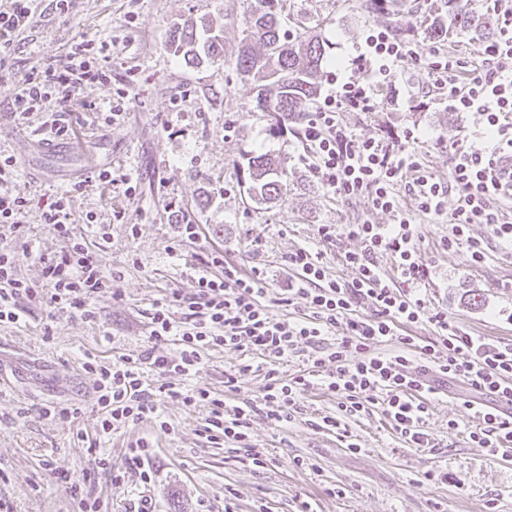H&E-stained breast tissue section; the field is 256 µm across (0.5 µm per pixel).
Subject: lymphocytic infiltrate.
I'll return each mask as SVG.
<instances>
[{"instance_id":"f902f5d3","label":"lymphocytic infiltrate","mask_w":512,"mask_h":512,"mask_svg":"<svg viewBox=\"0 0 512 512\" xmlns=\"http://www.w3.org/2000/svg\"><path fill=\"white\" fill-rule=\"evenodd\" d=\"M34 0H0V56L11 52L17 38L31 26ZM499 31L489 40L481 65H473L443 47L428 55L416 50V39L394 36L388 28L369 29L360 53L351 61V74L332 75L330 89L317 112L311 113L300 131L313 156L311 173L328 191L340 197L367 195L374 208L393 211L392 224H357L360 251L346 255L354 276L342 283L329 278L316 256L298 250L290 254L287 304L303 302L307 316L283 321L261 301L265 273L237 276L223 267V255H211V270L197 279L190 299L172 295L155 303L150 315L149 344L134 356H122L111 364L85 362L96 376L95 403L101 413L100 431L109 434L131 423L162 420L157 399L178 400L189 410L208 405L205 430L211 441H221L245 450L255 466L266 465L265 449L251 440L245 410L228 413L224 400L209 390L167 384L170 376L189 378L201 369L206 349L257 351L266 358L264 399L272 403L268 413L273 423L289 420L304 393L315 381L337 398V416L323 417L322 427L340 428L341 420L366 410L367 403L381 405L393 429L414 448L430 445L424 425L429 406L426 397L435 393L427 375L436 370L444 378L460 379L475 391L466 403L476 425L468 437L489 454L512 446V343L475 336L452 324L448 315L427 308L424 299L391 288L378 265L379 254L391 253L400 276L419 284L428 267L414 242L410 215L401 209L399 190L408 186L418 212L436 218L447 216L452 226L449 247L466 244L468 260L482 263L486 257L481 240L468 237L472 224L488 225L494 236L512 244V220H505L496 202L512 197V174L504 166L512 158V0H494ZM426 63L433 83L454 112H475L483 118L489 138L487 147L453 149L447 183L427 175L414 146L413 131L386 143L360 138L338 121L342 112H371L395 83L396 69L405 64ZM112 78V44L92 38L74 41L62 60L36 71L19 93L11 110L18 124L34 113L46 114L54 137L67 136L65 114L82 106V91ZM16 161L0 154V224L19 229L29 201L11 185ZM456 191L457 205L446 211L444 200ZM17 255L0 249V323H16L23 316V301L49 294L53 303L90 316L88 300L106 287L98 255L87 243L70 240L59 254L44 259L42 285L21 280L16 274ZM367 301L372 312L358 316L357 301ZM186 308L183 319L174 311ZM428 321L436 341L418 343L401 334L404 325ZM306 373L284 378L279 366L299 343H323ZM396 341L390 354L377 352L376 344ZM174 342L178 357L158 349ZM370 401H363V393Z\"/></svg>"}]
</instances>
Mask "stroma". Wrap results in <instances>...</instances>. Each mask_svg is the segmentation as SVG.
Returning <instances> with one entry per match:
<instances>
[{
	"label": "stroma",
	"instance_id": "stroma-1",
	"mask_svg": "<svg viewBox=\"0 0 512 512\" xmlns=\"http://www.w3.org/2000/svg\"><path fill=\"white\" fill-rule=\"evenodd\" d=\"M248 0H72L68 14L41 0L35 22L0 72V152L17 160L14 188L30 199L25 223L12 236L19 247L17 272L41 283V260L59 254L64 243L42 218L43 206L69 195L76 217L73 238L100 247L108 288L89 300L93 319L72 316L49 300L26 304L20 324H0V499L13 512H80V500L98 501L99 512H134L148 492L154 512H224L226 489L238 493L234 512H512V447L498 456L468 439L474 420L464 401L468 387L443 385L430 403L425 428L431 447L412 448L396 434L379 406L348 419L346 429L362 448L354 453L335 432L316 428L335 413L337 400L323 387L309 389L290 422L276 427L267 414L264 358L256 352L210 350L196 377L229 405L250 409L249 432L268 452L265 467L246 454L208 443L202 424L206 408L190 411L174 400L162 409L170 431L150 421L102 436L97 432L95 375L86 356L111 362L137 355L148 343V315L170 293L191 298L207 256L220 252L225 266L241 275L266 273L262 302L271 314L303 316V304L286 305L288 256L307 249L318 254L331 277L350 281L345 256L360 251L353 224H390L394 215L373 207L365 196L337 198L310 178L298 128L271 135L255 111L253 81L235 75L230 64L185 65L164 45L174 23L209 16L224 26L226 45H236L237 21ZM353 0H294L301 30L316 29L331 45L334 60L349 61L364 42L371 21L353 10ZM112 44V79L84 91L92 112L71 113L76 134L69 159L42 166L36 151L38 123L18 125L11 103L32 68L61 56L80 36ZM414 96L403 106L382 104L374 112H344V127L362 137L389 139L406 129L422 134L419 147L429 173L448 180L452 144L484 141L478 115L449 112L425 66L396 74ZM124 112L108 121L110 107ZM270 153L288 175L274 201L247 191L240 165L245 154ZM128 174L135 195L123 186L97 180V173ZM414 240L431 275L421 292L430 308L447 312L464 331L494 341H512V246L494 238L489 226L470 225L484 241L485 262L469 264L465 247L449 248L447 218L412 217ZM198 227L194 240L179 241L182 224ZM333 224L337 234L321 240L318 227ZM254 372L235 391L224 389V372L242 361ZM74 404L80 411L65 423L43 413L45 404ZM458 429L449 430V421ZM152 447L153 483L144 487L128 460L138 440ZM305 459V466L294 463ZM67 470L72 483L57 477ZM126 473L111 484V470ZM446 469L448 483L425 481L426 472ZM343 487L330 497L331 487Z\"/></svg>",
	"mask_w": 512,
	"mask_h": 512
}]
</instances>
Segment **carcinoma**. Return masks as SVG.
<instances>
[{"label":"carcinoma","mask_w":512,"mask_h":512,"mask_svg":"<svg viewBox=\"0 0 512 512\" xmlns=\"http://www.w3.org/2000/svg\"><path fill=\"white\" fill-rule=\"evenodd\" d=\"M287 2L254 0L239 19L241 37L231 51L224 43L223 26L205 16L174 24L165 45L192 67L230 61L238 75L257 84L256 108L266 113L273 133L300 117L304 103L318 94L320 78L330 62L320 36L294 35L283 28ZM443 2L445 17L431 29L432 39L446 38L450 24L485 39L495 34L492 15L463 9L458 0ZM354 8L368 19L381 20L397 36L412 31L414 6L407 0H355ZM243 173L249 194L265 201L277 199L286 186V174L268 153L247 157Z\"/></svg>","instance_id":"carcinoma-1"}]
</instances>
